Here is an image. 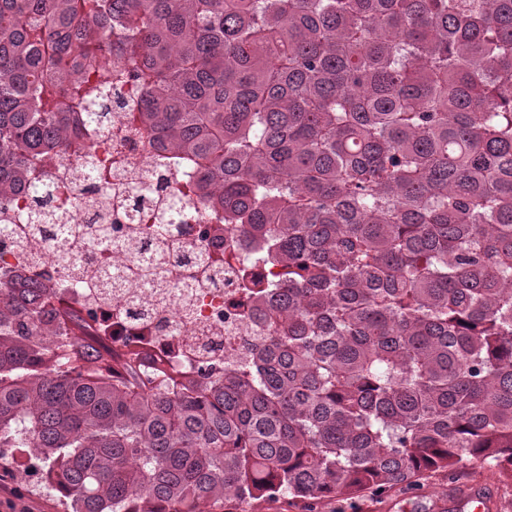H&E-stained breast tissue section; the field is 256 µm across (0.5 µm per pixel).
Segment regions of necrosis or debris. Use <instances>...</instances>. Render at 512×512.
Listing matches in <instances>:
<instances>
[{"instance_id": "1", "label": "necrosis or debris", "mask_w": 512, "mask_h": 512, "mask_svg": "<svg viewBox=\"0 0 512 512\" xmlns=\"http://www.w3.org/2000/svg\"><path fill=\"white\" fill-rule=\"evenodd\" d=\"M117 102L112 109V125L102 141L112 147V205L109 222L118 247L104 258L106 266L124 275L119 294L107 295L76 287L56 262L45 260L55 304L61 314L79 315L84 334L98 337L112 351L143 349L148 353L145 367L165 360L176 364L193 363L206 356L231 358L243 341L260 335L261 329L239 309L241 290L237 268L224 271L215 279L209 269H201L193 287L183 288L160 301L156 289L147 287L137 273L131 248L152 231L157 222L154 207H145L136 218H129L124 203L145 175L173 189L184 188L187 171L169 155L154 151L142 135L129 107L139 104L141 91L132 83L113 86ZM187 205L194 211L190 223L178 225L163 247L173 258L196 260L197 248L240 256L238 244L217 216L198 209L195 197Z\"/></svg>"}]
</instances>
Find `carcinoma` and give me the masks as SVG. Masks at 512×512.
Listing matches in <instances>:
<instances>
[{"label":"carcinoma","mask_w":512,"mask_h":512,"mask_svg":"<svg viewBox=\"0 0 512 512\" xmlns=\"http://www.w3.org/2000/svg\"><path fill=\"white\" fill-rule=\"evenodd\" d=\"M143 90L140 130L200 207L282 280L244 281L265 336L236 360L146 371L0 280V457L43 462L66 512H246L489 464L512 481V0H0V218L85 257L44 170ZM89 151L80 181L106 188ZM28 194L22 214L12 201ZM167 197L162 224H183ZM148 284L169 265L153 236Z\"/></svg>","instance_id":"1"}]
</instances>
